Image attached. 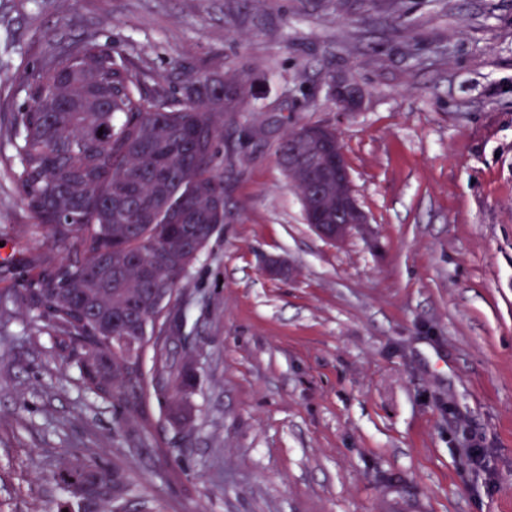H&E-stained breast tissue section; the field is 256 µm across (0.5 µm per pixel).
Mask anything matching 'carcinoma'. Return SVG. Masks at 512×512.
Segmentation results:
<instances>
[{
    "mask_svg": "<svg viewBox=\"0 0 512 512\" xmlns=\"http://www.w3.org/2000/svg\"><path fill=\"white\" fill-rule=\"evenodd\" d=\"M25 101L9 131L11 174L33 224L65 252L44 259L23 297L61 350L88 349L85 386L112 404L117 433L152 447L148 389L179 387L160 406L173 430L193 427L196 376L169 345L145 341L143 322L164 333L175 304L158 306L153 279L169 297L224 224V176L217 173L224 114L243 86L218 72L191 73L179 97L150 90L121 51L83 39L24 79ZM319 123L303 124L276 146ZM151 366L143 367L146 350ZM137 427L125 429L129 421ZM88 485L85 512H160L124 471L84 455L58 474Z\"/></svg>",
    "mask_w": 512,
    "mask_h": 512,
    "instance_id": "obj_1",
    "label": "carcinoma"
}]
</instances>
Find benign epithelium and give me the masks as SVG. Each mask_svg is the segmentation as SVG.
<instances>
[{"instance_id": "1", "label": "benign epithelium", "mask_w": 512, "mask_h": 512, "mask_svg": "<svg viewBox=\"0 0 512 512\" xmlns=\"http://www.w3.org/2000/svg\"><path fill=\"white\" fill-rule=\"evenodd\" d=\"M330 95L345 112H355L362 106L363 92L352 81L337 79L331 82ZM334 131L324 127L310 133L309 140L316 142V149L306 151L299 140L288 144V172L297 175V184L303 190L302 201L307 204V223L324 239L337 242L353 230L370 223L352 186L343 149L336 153L322 149ZM336 180V196L329 195L331 180Z\"/></svg>"}]
</instances>
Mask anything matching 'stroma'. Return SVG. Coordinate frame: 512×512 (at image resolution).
<instances>
[{"mask_svg":"<svg viewBox=\"0 0 512 512\" xmlns=\"http://www.w3.org/2000/svg\"><path fill=\"white\" fill-rule=\"evenodd\" d=\"M87 36L167 92L211 70L246 89L224 225L170 320L194 430L158 450L122 446L21 297L49 244L6 131L21 76ZM315 122L370 217L336 243L275 156ZM473 434L487 483L460 471ZM90 453L163 512H512V0H0V512H54L55 472ZM329 92L345 112H356L362 106L363 92L350 80L335 78L330 84Z\"/></svg>","mask_w":512,"mask_h":512,"instance_id":"1","label":"stroma"}]
</instances>
